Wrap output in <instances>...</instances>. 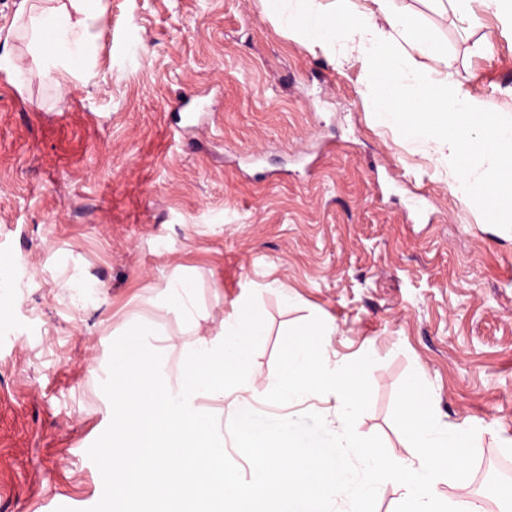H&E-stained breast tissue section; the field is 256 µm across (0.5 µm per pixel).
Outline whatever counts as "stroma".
<instances>
[{
    "label": "stroma",
    "instance_id": "obj_1",
    "mask_svg": "<svg viewBox=\"0 0 512 512\" xmlns=\"http://www.w3.org/2000/svg\"><path fill=\"white\" fill-rule=\"evenodd\" d=\"M82 80L53 82L16 40L0 0V512H87L102 475L88 450L112 409L100 384L112 342L139 322L160 341L171 313L145 308L174 273L196 283L201 334L255 295L265 320L244 398L264 408L286 331L333 327L325 354H368L372 399L356 423L392 456V421L417 373L438 420L481 429L465 485L512 490V236L451 192L430 152L380 126L363 63L337 67L269 17L268 0H103ZM446 48L455 89L512 116V19L400 0ZM187 97L202 129L178 134ZM78 276L81 302L59 287ZM298 297L286 305L283 294Z\"/></svg>",
    "mask_w": 512,
    "mask_h": 512
}]
</instances>
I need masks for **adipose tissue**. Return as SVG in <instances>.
<instances>
[{
    "mask_svg": "<svg viewBox=\"0 0 512 512\" xmlns=\"http://www.w3.org/2000/svg\"><path fill=\"white\" fill-rule=\"evenodd\" d=\"M370 2L357 12L351 0H271L270 14L296 39L325 45L335 65L358 53L366 83L390 96L379 122L430 145L461 202H487L512 174V117L483 111L471 95L449 91L447 81L417 69L413 54L423 51L424 40L414 17L397 0ZM103 12V0H21L17 17L40 49L45 77L81 72L90 56L89 32Z\"/></svg>",
    "mask_w": 512,
    "mask_h": 512,
    "instance_id": "ef3b65f1",
    "label": "adipose tissue"
}]
</instances>
